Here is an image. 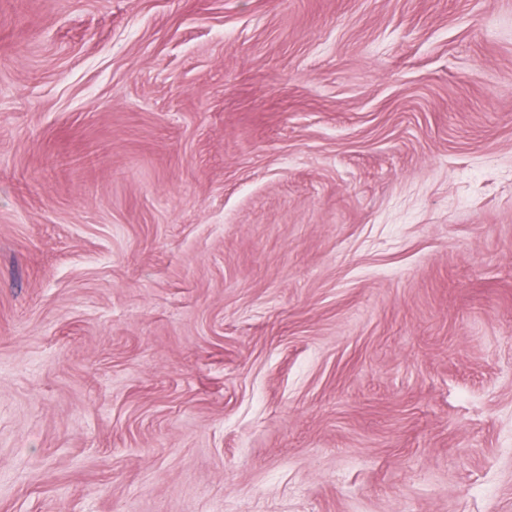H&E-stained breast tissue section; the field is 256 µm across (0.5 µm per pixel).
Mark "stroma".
I'll return each instance as SVG.
<instances>
[{
	"mask_svg": "<svg viewBox=\"0 0 512 512\" xmlns=\"http://www.w3.org/2000/svg\"><path fill=\"white\" fill-rule=\"evenodd\" d=\"M0 512H512V0H0Z\"/></svg>",
	"mask_w": 512,
	"mask_h": 512,
	"instance_id": "obj_1",
	"label": "stroma"
}]
</instances>
